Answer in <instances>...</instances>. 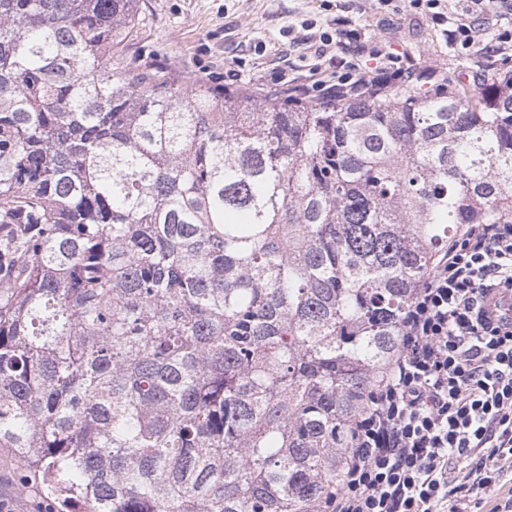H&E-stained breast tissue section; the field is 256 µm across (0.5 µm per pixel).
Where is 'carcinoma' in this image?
I'll return each mask as SVG.
<instances>
[{"instance_id":"cac0c4a2","label":"carcinoma","mask_w":512,"mask_h":512,"mask_svg":"<svg viewBox=\"0 0 512 512\" xmlns=\"http://www.w3.org/2000/svg\"><path fill=\"white\" fill-rule=\"evenodd\" d=\"M140 0H0V448L61 512H327L403 311L512 223V73L257 96Z\"/></svg>"}]
</instances>
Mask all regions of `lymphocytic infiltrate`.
Wrapping results in <instances>:
<instances>
[{
	"label": "lymphocytic infiltrate",
	"instance_id": "1",
	"mask_svg": "<svg viewBox=\"0 0 512 512\" xmlns=\"http://www.w3.org/2000/svg\"><path fill=\"white\" fill-rule=\"evenodd\" d=\"M512 0H465L447 38L477 45L472 19ZM512 291V224H467L436 257L401 320L399 348L352 424L328 512H512V325L484 305ZM479 463H472V456Z\"/></svg>",
	"mask_w": 512,
	"mask_h": 512
}]
</instances>
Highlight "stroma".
Listing matches in <instances>:
<instances>
[{
  "mask_svg": "<svg viewBox=\"0 0 512 512\" xmlns=\"http://www.w3.org/2000/svg\"><path fill=\"white\" fill-rule=\"evenodd\" d=\"M137 34L126 51L227 88L264 94L306 83L330 58L348 57L373 43L408 53L418 71L458 77L469 88L512 71V49L497 52L498 37L512 21L476 22L487 52L475 55L448 43V21L420 13L409 0H143ZM340 34L330 58L309 46L321 33ZM23 468L0 448V500L9 512H35L40 493L25 483Z\"/></svg>",
  "mask_w": 512,
  "mask_h": 512,
  "instance_id": "35a3bbf8",
  "label": "stroma"
}]
</instances>
